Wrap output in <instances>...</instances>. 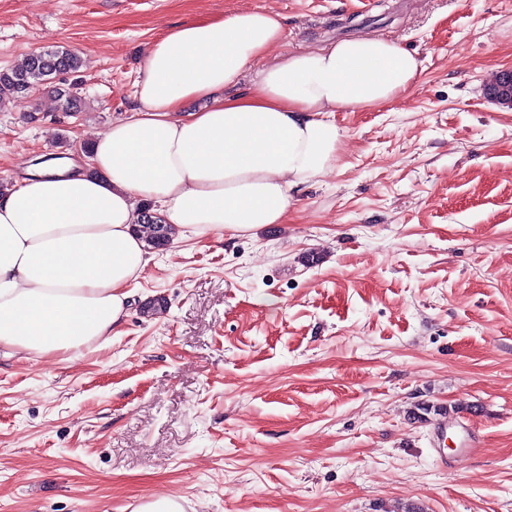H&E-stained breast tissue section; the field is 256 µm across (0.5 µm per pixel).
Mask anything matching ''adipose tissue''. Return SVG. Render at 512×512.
<instances>
[{
    "label": "adipose tissue",
    "mask_w": 512,
    "mask_h": 512,
    "mask_svg": "<svg viewBox=\"0 0 512 512\" xmlns=\"http://www.w3.org/2000/svg\"><path fill=\"white\" fill-rule=\"evenodd\" d=\"M283 36L266 10L165 32L129 116L88 152L26 169L0 192V349L38 358L105 343L149 262L134 231L141 204L199 235L286 223L290 189L336 162L342 134L328 113L406 95L419 73L416 52L364 35L281 56L234 93ZM192 100L203 109L186 110Z\"/></svg>",
    "instance_id": "ef3b65f1"
}]
</instances>
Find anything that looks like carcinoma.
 Here are the masks:
<instances>
[{
  "mask_svg": "<svg viewBox=\"0 0 512 512\" xmlns=\"http://www.w3.org/2000/svg\"><path fill=\"white\" fill-rule=\"evenodd\" d=\"M81 66V58L68 49L33 53L22 65L0 70V100L27 99L35 92L49 88L61 101L64 111L79 112L85 105V97L71 87H61L56 77L60 72L76 73ZM138 226L149 249L168 246L176 235L172 226L162 223L160 217L153 215L149 204L139 207Z\"/></svg>",
  "mask_w": 512,
  "mask_h": 512,
  "instance_id": "carcinoma-1",
  "label": "carcinoma"
}]
</instances>
